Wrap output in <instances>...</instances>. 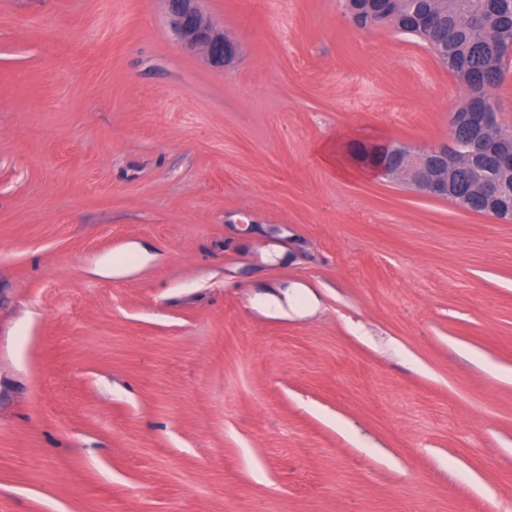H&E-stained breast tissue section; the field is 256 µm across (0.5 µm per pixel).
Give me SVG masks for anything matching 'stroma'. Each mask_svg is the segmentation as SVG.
I'll return each instance as SVG.
<instances>
[{"label":"stroma","instance_id":"35a3bbf8","mask_svg":"<svg viewBox=\"0 0 512 512\" xmlns=\"http://www.w3.org/2000/svg\"><path fill=\"white\" fill-rule=\"evenodd\" d=\"M199 5L228 65L163 0H0V512H497L512 220L352 155L465 88L342 0ZM170 25L187 48L200 53L211 65H223L235 55V45L204 16L198 0H164Z\"/></svg>","mask_w":512,"mask_h":512}]
</instances>
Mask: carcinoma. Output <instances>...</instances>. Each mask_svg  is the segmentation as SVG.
<instances>
[{
	"label": "carcinoma",
	"mask_w": 512,
	"mask_h": 512,
	"mask_svg": "<svg viewBox=\"0 0 512 512\" xmlns=\"http://www.w3.org/2000/svg\"><path fill=\"white\" fill-rule=\"evenodd\" d=\"M346 11L376 28L420 40L467 90L461 112L492 108L491 94L512 63V0H454L438 13L433 0H410L399 20L387 0H344Z\"/></svg>",
	"instance_id": "carcinoma-1"
}]
</instances>
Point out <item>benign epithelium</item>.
<instances>
[{"instance_id": "7a95c632", "label": "benign epithelium", "mask_w": 512, "mask_h": 512, "mask_svg": "<svg viewBox=\"0 0 512 512\" xmlns=\"http://www.w3.org/2000/svg\"><path fill=\"white\" fill-rule=\"evenodd\" d=\"M170 25L187 48L200 53L211 65H222L235 55V45L204 16L198 0H165ZM469 134H452L451 143L428 150L385 142L368 146L369 156L356 162L385 179L395 180L431 198H445L468 210L469 201L481 197L495 205L492 215L512 219V133L496 112L470 118ZM494 149L488 164L471 149V141Z\"/></svg>"}]
</instances>
